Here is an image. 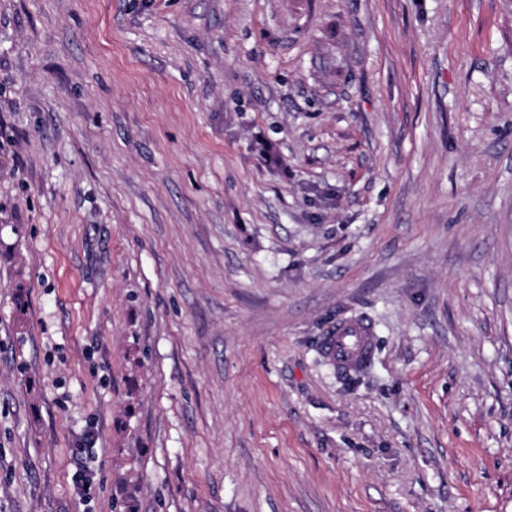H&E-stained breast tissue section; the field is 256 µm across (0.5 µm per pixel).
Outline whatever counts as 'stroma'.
Returning a JSON list of instances; mask_svg holds the SVG:
<instances>
[{"mask_svg":"<svg viewBox=\"0 0 512 512\" xmlns=\"http://www.w3.org/2000/svg\"><path fill=\"white\" fill-rule=\"evenodd\" d=\"M0 512H512V0H0ZM371 336V327L365 320H339L325 337L323 350L338 370L350 372L372 359Z\"/></svg>","mask_w":512,"mask_h":512,"instance_id":"stroma-1","label":"stroma"}]
</instances>
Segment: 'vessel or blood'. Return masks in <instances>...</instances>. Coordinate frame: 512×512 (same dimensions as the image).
<instances>
[{
    "label": "vessel or blood",
    "mask_w": 512,
    "mask_h": 512,
    "mask_svg": "<svg viewBox=\"0 0 512 512\" xmlns=\"http://www.w3.org/2000/svg\"><path fill=\"white\" fill-rule=\"evenodd\" d=\"M323 350L338 370L356 369L373 357L369 323L360 318L337 321L324 339Z\"/></svg>",
    "instance_id": "obj_1"
}]
</instances>
